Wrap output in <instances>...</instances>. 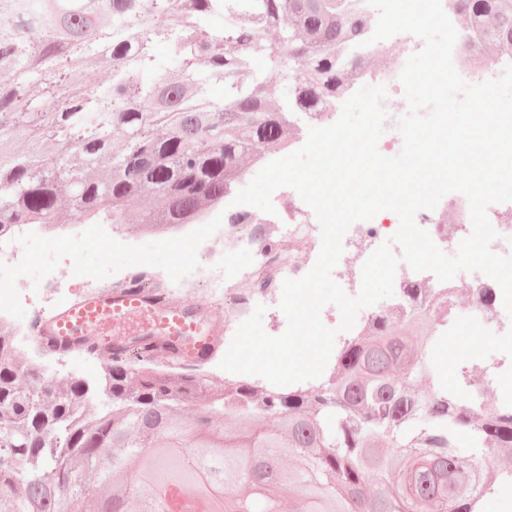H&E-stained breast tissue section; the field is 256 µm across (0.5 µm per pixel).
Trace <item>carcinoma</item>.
<instances>
[{"instance_id": "obj_1", "label": "carcinoma", "mask_w": 512, "mask_h": 512, "mask_svg": "<svg viewBox=\"0 0 512 512\" xmlns=\"http://www.w3.org/2000/svg\"><path fill=\"white\" fill-rule=\"evenodd\" d=\"M461 29L476 31L493 53L512 46V0H456ZM10 17L0 26V237L16 224H52L62 191L78 200L83 220L123 224L141 209L140 225L158 232L195 224L240 184L256 146L288 141L291 112L313 116L345 88L364 63L354 51L371 22L362 0H0ZM167 16L157 27L152 17ZM222 27L212 26L214 17ZM291 18L288 43L266 31ZM38 40L30 39L31 31ZM168 46L163 58L153 44ZM95 59L111 69L104 88H84L77 65ZM278 69L287 81L274 96L264 77ZM224 83V98L209 85ZM163 126L166 137L154 136ZM21 136L24 153L7 142ZM102 168L94 181L86 168ZM152 188L144 200L141 188ZM409 307L381 315L336 354L332 376L305 391H261L249 382L206 381L210 360L166 370L138 356L113 362L100 383L112 406L85 409L88 387L60 384L47 374L52 351L39 361L14 360L12 331L0 328V512H45L54 490L64 509L89 487L125 477L123 458L138 455L137 487L202 480L194 461L211 452L202 439L207 416L233 420L228 435L261 438L224 461L229 491L262 497L272 512L279 489L239 481L271 449L296 465L280 481L299 487L303 512H352V490L370 469H398V480L372 498L377 512H426L447 500L450 512H479L473 493L512 486L498 471L483 476L476 449L512 448V411L487 412L461 403L458 382L441 360L445 302H421L407 288ZM428 330L424 351L406 348L409 333ZM276 419L268 428L266 419ZM158 426L153 447H132L135 423Z\"/></svg>"}]
</instances>
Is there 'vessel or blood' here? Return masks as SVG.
Here are the masks:
<instances>
[{"label": "vessel or blood", "instance_id": "vessel-or-blood-1", "mask_svg": "<svg viewBox=\"0 0 512 512\" xmlns=\"http://www.w3.org/2000/svg\"><path fill=\"white\" fill-rule=\"evenodd\" d=\"M199 309L163 306L142 288H125L109 294H91L55 308L38 330L40 339L61 348L93 346L91 327L113 323L109 348L113 360L130 349L145 358L165 357L192 364L212 356L217 330L201 331Z\"/></svg>", "mask_w": 512, "mask_h": 512}]
</instances>
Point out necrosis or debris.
I'll list each match as a JSON object with an SVG mask.
<instances>
[{"mask_svg":"<svg viewBox=\"0 0 512 512\" xmlns=\"http://www.w3.org/2000/svg\"><path fill=\"white\" fill-rule=\"evenodd\" d=\"M422 43L414 35L397 34L370 45V52L382 55L386 64L380 68L358 70L356 85H385L389 100L404 94L399 81L402 70L400 58L421 50ZM452 60L455 69L470 83L482 78L496 66L512 64V51L505 50L487 56L478 41L471 36L458 35ZM277 205L274 213H258L247 205L235 204L234 193L224 196V214L228 224L214 225L208 235H200L194 224L172 227L166 236L184 246L199 250L203 266L188 267L171 275L149 265L137 267L135 273L103 272L82 278L79 282L63 277H50L43 287H35L25 279L24 272L30 258L25 243L45 235L63 239L79 234L95 240L104 236L139 242L144 235L142 227L135 224H42L15 225L9 244L0 247V278L5 279L12 298L25 299L29 307V321L17 323L8 306L0 305V325L12 327L14 347L27 351L32 338L33 322L48 316L65 301H73L90 293H104L128 287L132 276L149 280L153 287L167 289L169 299L180 302L185 294L206 292V303L222 309L224 318L223 345H230L239 325L247 319L256 306L278 311L285 279L305 275L315 264L321 248L319 224L309 223L310 207L299 194L288 188L276 190ZM416 224L426 230L436 246L443 252H457L460 242L472 232L470 208L467 198L451 192L444 196L438 210H421L415 215ZM398 230L392 214L383 211L368 221L353 223L343 238V253L336 266V275L344 292L358 295L361 288V271L368 257ZM244 253L246 264L228 266L229 257ZM422 288L428 299L441 298L448 302L445 326L455 324L459 295H466L470 309L481 322L507 339L504 352L496 359L480 362L479 367L486 381L492 382L505 375L512 376V316L503 305V293L497 282L484 274L457 276L440 281L433 272L416 271L408 266H398L394 280V294L376 304L363 308L356 317L351 332L339 333L337 342L349 336L361 335L379 315L400 310L407 304L405 290L408 286Z\"/></svg>","mask_w":512,"mask_h":512,"instance_id":"necrosis-or-debris-1","label":"necrosis or debris"}]
</instances>
